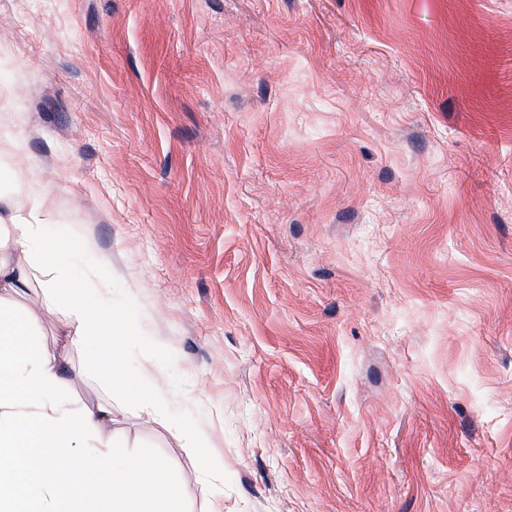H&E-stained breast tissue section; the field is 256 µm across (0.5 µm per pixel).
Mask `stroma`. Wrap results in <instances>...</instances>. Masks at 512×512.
<instances>
[{
  "instance_id": "1",
  "label": "stroma",
  "mask_w": 512,
  "mask_h": 512,
  "mask_svg": "<svg viewBox=\"0 0 512 512\" xmlns=\"http://www.w3.org/2000/svg\"><path fill=\"white\" fill-rule=\"evenodd\" d=\"M0 182L131 323L186 512H512V0H0ZM224 479L205 483L179 428Z\"/></svg>"
}]
</instances>
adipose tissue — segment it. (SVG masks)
I'll use <instances>...</instances> for the list:
<instances>
[{
  "label": "adipose tissue",
  "instance_id": "adipose-tissue-1",
  "mask_svg": "<svg viewBox=\"0 0 512 512\" xmlns=\"http://www.w3.org/2000/svg\"><path fill=\"white\" fill-rule=\"evenodd\" d=\"M9 183L11 196L0 205V512H185L165 461L136 455L118 441L105 450L97 446L113 422L111 404L64 398L67 358L42 349L34 339L36 318L9 307L8 297L20 294L25 280L13 256L40 243L49 224L28 200L24 179L13 176ZM72 256L63 241L49 247L46 293L63 305L65 336L80 341L116 333L103 361L113 385L131 393L150 418L168 420L167 402L124 371L134 327L96 317L84 292H61L58 282L68 278Z\"/></svg>",
  "mask_w": 512,
  "mask_h": 512
}]
</instances>
